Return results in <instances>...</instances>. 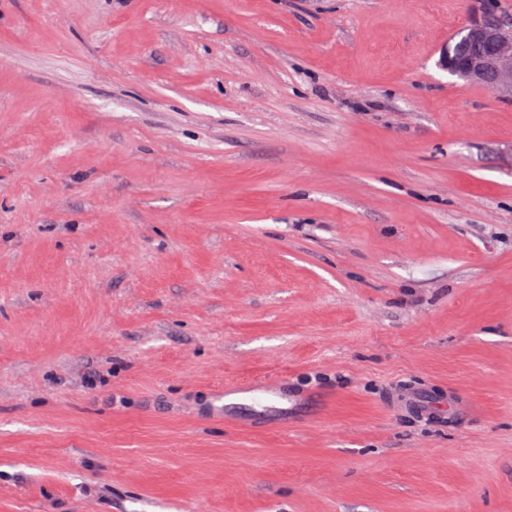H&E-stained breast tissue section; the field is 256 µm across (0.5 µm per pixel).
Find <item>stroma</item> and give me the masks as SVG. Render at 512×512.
<instances>
[{
    "label": "stroma",
    "mask_w": 512,
    "mask_h": 512,
    "mask_svg": "<svg viewBox=\"0 0 512 512\" xmlns=\"http://www.w3.org/2000/svg\"><path fill=\"white\" fill-rule=\"evenodd\" d=\"M489 5L0 0V512H512ZM462 35L465 39L485 44H475L463 39L449 45L451 57L446 49L440 58V66L453 75L470 84H482L491 87L492 74L494 94L512 100V17L506 15L483 14L482 17L466 21L460 26L452 39ZM491 46L492 52L489 54ZM485 56V57H480ZM486 79V80H485ZM485 80V81H484ZM256 390L237 384L225 386L224 405L220 407L221 412H224V418H228L231 415L233 409L240 401L254 400L253 392Z\"/></svg>",
    "instance_id": "obj_1"
}]
</instances>
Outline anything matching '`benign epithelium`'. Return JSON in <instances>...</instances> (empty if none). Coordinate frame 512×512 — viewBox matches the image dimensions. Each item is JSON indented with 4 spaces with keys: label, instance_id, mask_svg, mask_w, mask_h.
<instances>
[{
    "label": "benign epithelium",
    "instance_id": "obj_1",
    "mask_svg": "<svg viewBox=\"0 0 512 512\" xmlns=\"http://www.w3.org/2000/svg\"><path fill=\"white\" fill-rule=\"evenodd\" d=\"M456 34L472 42L488 44L492 52L485 57L455 62L445 51L440 66L470 84H481L490 74L494 79L492 92L512 100V17L485 14L460 26Z\"/></svg>",
    "mask_w": 512,
    "mask_h": 512
}]
</instances>
